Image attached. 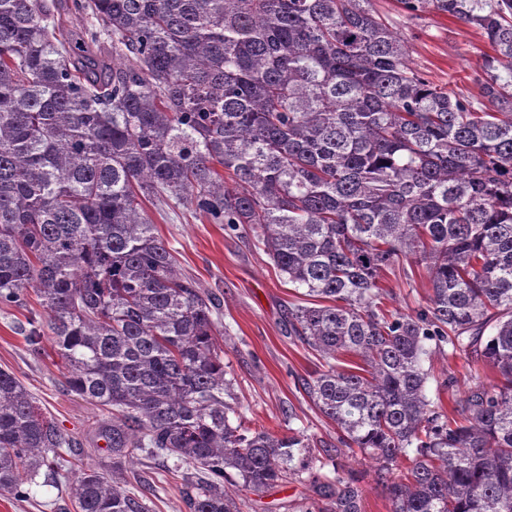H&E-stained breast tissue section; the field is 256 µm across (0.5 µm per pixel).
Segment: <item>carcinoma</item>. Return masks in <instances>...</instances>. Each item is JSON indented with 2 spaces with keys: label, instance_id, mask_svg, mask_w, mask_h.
Returning a JSON list of instances; mask_svg holds the SVG:
<instances>
[{
  "label": "carcinoma",
  "instance_id": "carcinoma-1",
  "mask_svg": "<svg viewBox=\"0 0 512 512\" xmlns=\"http://www.w3.org/2000/svg\"><path fill=\"white\" fill-rule=\"evenodd\" d=\"M398 3L481 31L478 95L411 67L372 0H0V305L36 295L28 344L50 338L66 387L111 412L112 458L174 460L184 512H241L231 487L304 474L328 491L317 512H361L355 448L386 473L412 455L382 477L392 512H512V0ZM168 200L250 226L304 296L288 328L324 360L298 386L336 425L328 472L306 435L233 406L220 300L145 209ZM402 261L431 292L390 313L380 278ZM445 351L497 374L451 415L424 366ZM70 448L0 369V496L41 477L80 512H149Z\"/></svg>",
  "mask_w": 512,
  "mask_h": 512
}]
</instances>
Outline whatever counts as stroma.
<instances>
[{
  "label": "stroma",
  "mask_w": 512,
  "mask_h": 512,
  "mask_svg": "<svg viewBox=\"0 0 512 512\" xmlns=\"http://www.w3.org/2000/svg\"><path fill=\"white\" fill-rule=\"evenodd\" d=\"M376 9L395 22L409 41L412 67L437 85L453 84L477 93L484 79L483 57L490 46L480 32L455 18L436 12L418 17L400 13L396 0H372ZM154 231L169 243L181 273L200 288L216 293L221 301L224 330V368L235 380L239 412L248 426L282 434L294 428L312 440L336 442V427L325 419L295 387V378L320 369L322 360L288 334V306L296 293L279 275L258 244L253 232H227L190 207L148 205ZM385 309L409 313L430 291L424 269L401 264L384 272L381 279ZM31 311L0 308V368L7 370L40 402L44 412L78 443L77 462L112 472V454L95 430L110 415L97 405L71 393L62 363L52 344L33 352L22 331ZM436 377L451 376L453 387L437 389L428 384L427 394L442 411H450L463 390L475 384L491 385L495 372L468 355L452 358L440 354L430 360ZM344 463L358 478L361 512H391V503L376 477L374 460L360 452H347ZM158 460L138 453L122 466L129 487L153 488L151 512H181L179 482L161 473ZM241 512H300L304 503H320L321 497L307 479H294L263 492L239 488ZM0 512H77L63 487L39 486L29 499L16 501L0 496Z\"/></svg>",
  "instance_id": "1"
}]
</instances>
